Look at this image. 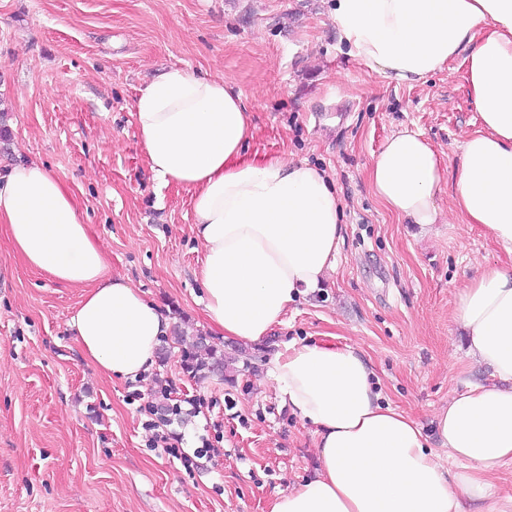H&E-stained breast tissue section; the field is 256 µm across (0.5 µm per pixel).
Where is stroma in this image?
<instances>
[{
  "instance_id": "obj_1",
  "label": "stroma",
  "mask_w": 512,
  "mask_h": 512,
  "mask_svg": "<svg viewBox=\"0 0 512 512\" xmlns=\"http://www.w3.org/2000/svg\"><path fill=\"white\" fill-rule=\"evenodd\" d=\"M334 0H0V171L47 165L75 195L112 274L155 299L172 323L239 358L232 381H198L183 346L131 381L102 375L69 326L81 289L27 267L0 226V512H269L311 478L316 436L284 402L268 361L291 340L352 345L385 402L432 421L451 395L490 382L466 355L457 295L508 256L462 223L453 191L442 221L422 225L375 197L368 166L408 128L441 157L478 128L465 66L425 82L371 73L339 40ZM174 68L227 78L252 119L250 153L327 171L343 201L345 240L322 288L289 305L262 342L212 333L201 301L203 251L191 192L152 177L130 112L139 91ZM167 389L170 430L194 468L150 447L135 393ZM205 403L191 412L189 398ZM221 421L213 429V421Z\"/></svg>"
}]
</instances>
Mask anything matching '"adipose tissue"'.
<instances>
[{
    "label": "adipose tissue",
    "instance_id": "obj_1",
    "mask_svg": "<svg viewBox=\"0 0 512 512\" xmlns=\"http://www.w3.org/2000/svg\"><path fill=\"white\" fill-rule=\"evenodd\" d=\"M341 41L369 72L415 85L465 65L480 128L448 170L421 135L389 137L369 167L375 197L394 214L437 223L454 186L463 223L512 254V0H336ZM150 171L192 192V231L212 329L257 343L288 306L322 284L344 242L332 178L282 156L248 154L251 115L224 76L175 68L142 88L132 112ZM0 224L34 270L83 288L71 326L101 373L137 380L155 363L171 322L108 271L78 204L43 164L0 173ZM456 317L468 354L491 370L434 416L440 458L413 417L384 404L356 347L288 344L269 362L282 399L316 429V475L278 494L270 512H465L489 497L512 462V264L489 266L461 289Z\"/></svg>",
    "mask_w": 512,
    "mask_h": 512
}]
</instances>
